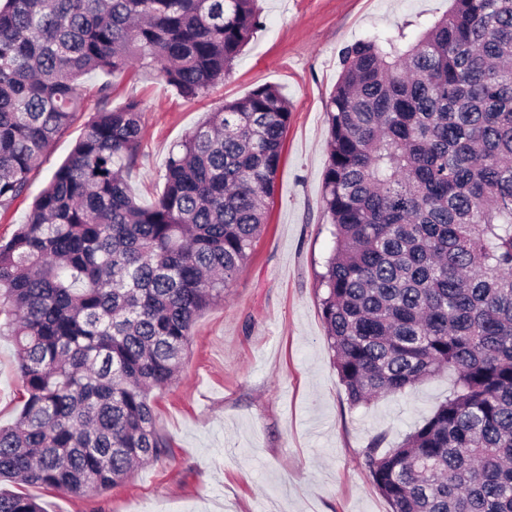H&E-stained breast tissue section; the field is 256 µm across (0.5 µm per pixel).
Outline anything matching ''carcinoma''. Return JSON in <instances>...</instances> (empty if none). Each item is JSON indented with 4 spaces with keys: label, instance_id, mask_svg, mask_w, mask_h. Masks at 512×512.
<instances>
[{
    "label": "carcinoma",
    "instance_id": "cac0c4a2",
    "mask_svg": "<svg viewBox=\"0 0 512 512\" xmlns=\"http://www.w3.org/2000/svg\"><path fill=\"white\" fill-rule=\"evenodd\" d=\"M258 0H3L0 209L29 190L85 111L93 73L150 70L187 100L224 80ZM97 87L85 135L0 241V336L27 397L0 427V480L83 497L168 459L151 400L194 320L252 254L291 104L274 85L226 101L176 144L148 206L140 103ZM318 274L326 341L353 406L451 373L434 415L363 464L391 512H512V0H452L345 47L330 94ZM0 512H44L0 491Z\"/></svg>",
    "mask_w": 512,
    "mask_h": 512
}]
</instances>
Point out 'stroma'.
I'll list each match as a JSON object with an SVG mask.
<instances>
[{"label": "stroma", "instance_id": "35a3bbf8", "mask_svg": "<svg viewBox=\"0 0 512 512\" xmlns=\"http://www.w3.org/2000/svg\"><path fill=\"white\" fill-rule=\"evenodd\" d=\"M451 0H259L262 26L224 82L193 100L157 75L95 74L113 106L140 100L141 164L128 184L143 205L164 189L174 145L224 102L277 85L292 103L267 224L223 302L204 310L177 381L154 392L157 430L173 455L100 495L30 488L44 512H390L359 455L368 439L396 447L447 399L443 375L405 393L351 406L325 341L316 274L334 242L323 213L326 103L344 47L424 24ZM79 114L51 144L31 192L0 209V240L25 223L33 195L84 135ZM25 387L14 343L0 336V425L12 424Z\"/></svg>", "mask_w": 512, "mask_h": 512}]
</instances>
